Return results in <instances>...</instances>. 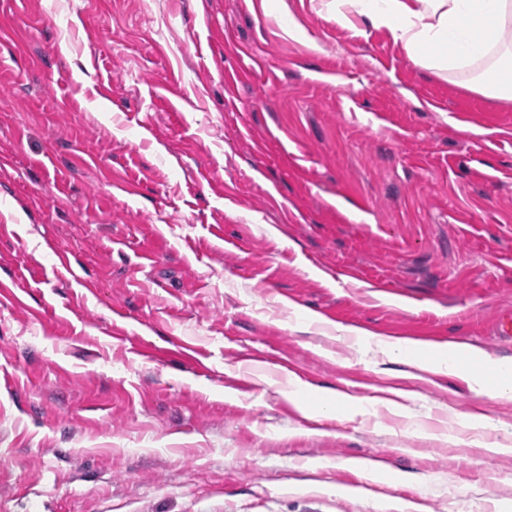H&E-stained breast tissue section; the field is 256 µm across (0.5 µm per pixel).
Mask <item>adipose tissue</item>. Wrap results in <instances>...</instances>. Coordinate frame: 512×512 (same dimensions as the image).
<instances>
[{"label":"adipose tissue","instance_id":"adipose-tissue-1","mask_svg":"<svg viewBox=\"0 0 512 512\" xmlns=\"http://www.w3.org/2000/svg\"><path fill=\"white\" fill-rule=\"evenodd\" d=\"M318 13L349 27L363 18L387 31L416 66L442 77H463L467 90L512 100V0H318ZM389 354L437 370L469 368L480 390L512 398V368L480 360L474 348L417 356L413 343Z\"/></svg>","mask_w":512,"mask_h":512}]
</instances>
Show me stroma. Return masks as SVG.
Segmentation results:
<instances>
[{"label": "stroma", "instance_id": "obj_1", "mask_svg": "<svg viewBox=\"0 0 512 512\" xmlns=\"http://www.w3.org/2000/svg\"><path fill=\"white\" fill-rule=\"evenodd\" d=\"M507 309L512 101L311 0H0V512H496L512 400L382 345Z\"/></svg>", "mask_w": 512, "mask_h": 512}]
</instances>
